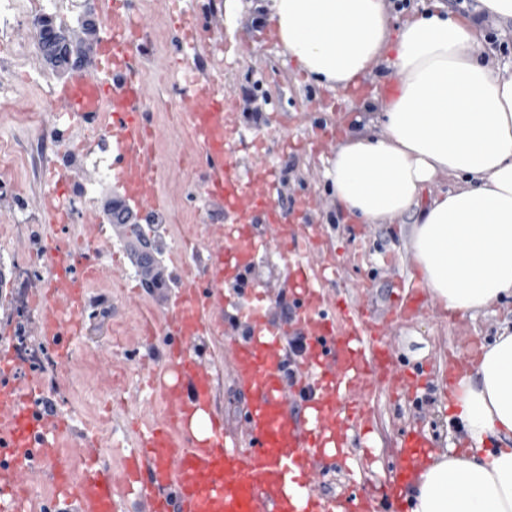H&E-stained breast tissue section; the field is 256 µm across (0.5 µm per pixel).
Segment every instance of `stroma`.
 <instances>
[{
    "mask_svg": "<svg viewBox=\"0 0 512 512\" xmlns=\"http://www.w3.org/2000/svg\"><path fill=\"white\" fill-rule=\"evenodd\" d=\"M146 22L141 76L149 88L151 126L159 137L156 192L163 202L160 220L137 216L153 227L157 269L163 284L148 287L137 273L134 251L120 227L104 213L123 190L113 176L112 139L73 120H52L54 93L66 80L50 68L33 45L27 0H0V343L23 346L30 361L18 364L16 380H37L39 397L70 427L61 436L62 459L80 464V450L93 440L100 456L120 470L121 455L158 411L152 381L163 368L164 338L144 340L145 322H158L173 299L178 280L189 279L202 249L201 227L219 224L206 211L194 145L180 111L182 74L194 70L221 84L234 101L238 160L266 162L277 178L273 193L289 209L308 210L302 233H318L325 255L340 266L327 291L337 299L356 298L390 311L402 285L421 280L410 252L413 214L385 224H363L341 210L325 176L333 148L313 151L315 141H344L359 122L382 135L370 119L373 95L391 99L397 83L384 71L357 86L322 84L306 76L284 50L268 24H256V0H134ZM95 18L112 12V0H52L55 26L77 27L86 11ZM196 25L194 49H187L182 11ZM496 40H489V32ZM477 57L512 71V24L491 18L479 26ZM69 178L63 204L70 214L63 229L51 226L43 211L42 175L49 166ZM90 251L101 270L91 282L82 312L85 332L72 342L73 358L62 364L32 333L42 312L40 283L47 269L41 247L50 238ZM512 325V296L474 317L449 321L434 300L396 323L392 342L399 366L431 371L449 353L477 365L481 345ZM224 332L206 336L202 352L218 371L216 402L229 432L241 435L238 409L244 403L232 363L224 352ZM449 401L441 389L423 386L415 396L381 395L370 411L367 435L376 446L365 463L367 476L386 471L393 441L410 427L423 426L439 451L466 448L457 424H445Z\"/></svg>",
    "mask_w": 512,
    "mask_h": 512,
    "instance_id": "stroma-1",
    "label": "stroma"
}]
</instances>
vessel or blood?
<instances>
[{
    "instance_id": "b4317fda",
    "label": "vessel or blood",
    "mask_w": 512,
    "mask_h": 512,
    "mask_svg": "<svg viewBox=\"0 0 512 512\" xmlns=\"http://www.w3.org/2000/svg\"><path fill=\"white\" fill-rule=\"evenodd\" d=\"M117 19L98 48L96 72H74L57 91L55 105L70 118L103 123L118 152L116 166L124 196L137 210L159 214L156 155L149 143V94L139 76L144 26L129 0H113ZM180 108L197 158L205 167L202 192L224 214L221 227H205V257L198 273L180 284L160 324H146L147 336L163 333L167 364L153 385L161 414L139 434L115 473L96 449L84 448L82 469L61 460L60 436L68 427L59 415L39 408L36 385L21 388L9 374L10 350L0 344V512H30L25 475L38 465L51 468L50 485L64 512H118L133 494L141 512H341L339 498L314 490V477L328 461L352 456L354 435L369 423L366 405L380 390L413 392L425 375H407L395 362L392 325L421 304L419 283L397 296L391 314L362 306H340L325 293L336 274L334 261L318 253L296 254L295 227L286 223L279 200L268 189L266 166H242L225 137L231 101L223 88L192 77ZM290 254L283 273L292 314L272 320L262 300L265 282L248 279L258 256ZM48 275L40 288L45 311L34 335L57 354L72 357L86 288L100 272L83 252L49 240ZM242 288L253 306L249 331L227 339L234 379L250 395L240 420L245 444L227 439L215 407L216 374L197 345L209 331L232 324L234 302L223 286ZM300 338L293 354L289 342ZM207 414L210 429L197 434L191 419ZM434 443L423 429L401 435L393 451L392 475L371 482L353 503L354 512H381L384 502L410 494Z\"/></svg>"
}]
</instances>
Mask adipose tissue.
<instances>
[{
	"mask_svg": "<svg viewBox=\"0 0 512 512\" xmlns=\"http://www.w3.org/2000/svg\"><path fill=\"white\" fill-rule=\"evenodd\" d=\"M268 24L299 69L346 85L386 65L396 97L379 102L385 133H352L326 176L366 224L414 212L413 259L434 300L474 316L512 295V75L473 53L471 20L438 13L391 36L384 0H269ZM454 189L419 208L437 175ZM452 393L462 452L436 455L414 486L413 512H512V330L482 345Z\"/></svg>",
	"mask_w": 512,
	"mask_h": 512,
	"instance_id": "obj_1",
	"label": "adipose tissue"
}]
</instances>
